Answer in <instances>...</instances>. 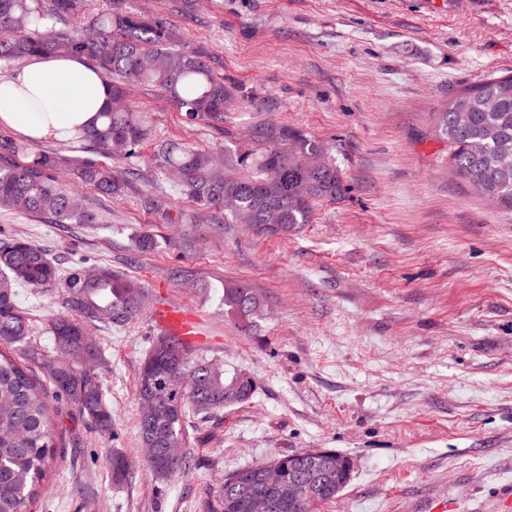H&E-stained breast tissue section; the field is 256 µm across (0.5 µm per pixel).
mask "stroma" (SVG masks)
I'll use <instances>...</instances> for the list:
<instances>
[{
    "mask_svg": "<svg viewBox=\"0 0 512 512\" xmlns=\"http://www.w3.org/2000/svg\"><path fill=\"white\" fill-rule=\"evenodd\" d=\"M216 56L237 87L224 125L261 121L327 148L342 197L293 236L188 222L193 203L149 163L157 142L234 151L149 87L129 92L153 136L142 181L103 198V224L0 211L51 257L111 267L148 291L138 319L101 331L114 434L63 419L33 512H205L224 476L308 449L354 465L320 512H512V210L450 167L436 115L464 88L512 74V0H133ZM157 247L142 250V235ZM265 304L253 333L224 315V286ZM189 310L199 358L250 373L253 398L192 431L188 474L155 485L143 462L136 380L152 311ZM130 461L113 482L108 451Z\"/></svg>",
    "mask_w": 512,
    "mask_h": 512,
    "instance_id": "stroma-1",
    "label": "stroma"
}]
</instances>
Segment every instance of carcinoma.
I'll return each mask as SVG.
<instances>
[{"label": "carcinoma", "instance_id": "cac0c4a2", "mask_svg": "<svg viewBox=\"0 0 512 512\" xmlns=\"http://www.w3.org/2000/svg\"><path fill=\"white\" fill-rule=\"evenodd\" d=\"M92 0H0V68L39 54L83 55L106 81L108 101L97 123L83 136L92 151L128 163L116 178L112 167L81 157L83 147L35 150L0 134V211L46 219L50 224H102L65 183V175L92 186L106 197L138 177L140 148L151 130L128 99V88L160 91L190 122H224L232 88L223 68L209 54L181 42L167 19L144 14L128 0H108L104 10ZM436 128L448 141L456 174L485 198L512 208V76H492L462 90L438 113ZM249 145L219 162L215 152L190 143L166 141L151 162L173 176L180 195L194 203L210 224H250L284 236L312 222L319 202L340 196L336 167L307 159L323 147L299 129L271 122L251 127ZM27 160L22 161L20 157ZM83 263L65 269L35 243L0 228V512H27L39 499L46 473L58 448L63 412L78 415L99 436L113 433L112 403L104 392L102 347L95 332L123 326L141 314L144 286L109 267L86 273ZM54 288L61 309L46 319L53 348L35 346L33 314L22 308L18 289ZM262 299L243 283L224 285V313L248 331L262 315ZM253 377L227 371L224 365L191 355L190 346L169 337L154 341L136 381L140 404L154 405L150 418L137 422L141 442L151 441L154 455L145 459L157 484L190 468L184 448L188 420L207 421L224 408L249 401ZM274 458L283 474L309 480L301 457ZM112 479L128 474V458L106 455ZM267 488L254 466L224 476L206 512H251L253 497ZM324 488L304 502L300 512H318L334 499Z\"/></svg>", "mask_w": 512, "mask_h": 512}]
</instances>
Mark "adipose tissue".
I'll return each mask as SVG.
<instances>
[{
	"label": "adipose tissue",
	"mask_w": 512,
	"mask_h": 512,
	"mask_svg": "<svg viewBox=\"0 0 512 512\" xmlns=\"http://www.w3.org/2000/svg\"><path fill=\"white\" fill-rule=\"evenodd\" d=\"M106 94L102 74L84 58L36 55L0 75V126L36 143L75 139L96 122Z\"/></svg>",
	"instance_id": "adipose-tissue-1"
}]
</instances>
